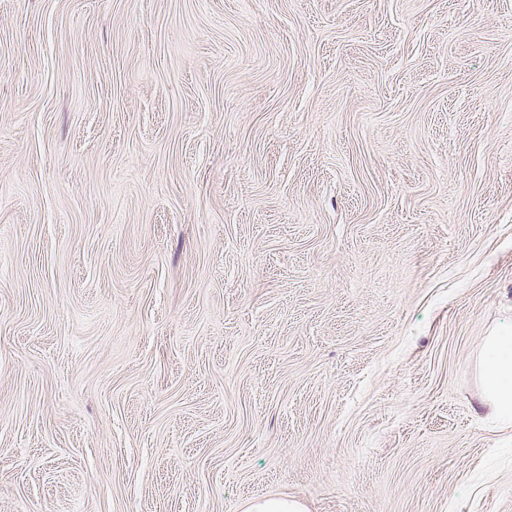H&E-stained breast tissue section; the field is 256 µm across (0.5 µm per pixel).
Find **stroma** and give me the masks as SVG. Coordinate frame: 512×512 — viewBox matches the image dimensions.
Here are the masks:
<instances>
[{
    "label": "stroma",
    "mask_w": 512,
    "mask_h": 512,
    "mask_svg": "<svg viewBox=\"0 0 512 512\" xmlns=\"http://www.w3.org/2000/svg\"><path fill=\"white\" fill-rule=\"evenodd\" d=\"M512 0H0V512H512ZM476 364L484 404L502 428L512 429V332L485 336ZM245 512H305L304 506L290 498L260 499L250 502Z\"/></svg>",
    "instance_id": "obj_1"
}]
</instances>
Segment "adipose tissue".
Masks as SVG:
<instances>
[{"label":"adipose tissue","instance_id":"1","mask_svg":"<svg viewBox=\"0 0 512 512\" xmlns=\"http://www.w3.org/2000/svg\"><path fill=\"white\" fill-rule=\"evenodd\" d=\"M483 402L503 428L512 429V332L485 337L477 358Z\"/></svg>","mask_w":512,"mask_h":512}]
</instances>
